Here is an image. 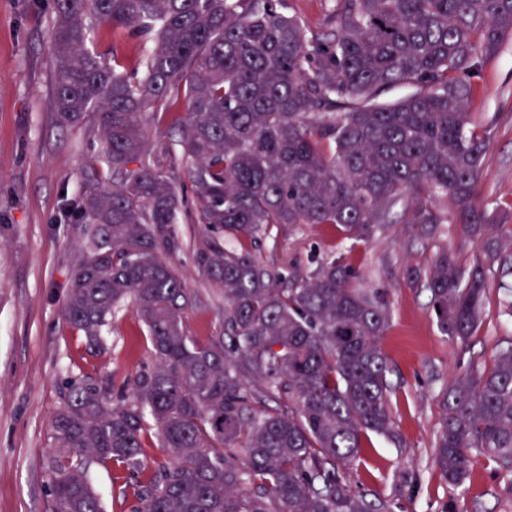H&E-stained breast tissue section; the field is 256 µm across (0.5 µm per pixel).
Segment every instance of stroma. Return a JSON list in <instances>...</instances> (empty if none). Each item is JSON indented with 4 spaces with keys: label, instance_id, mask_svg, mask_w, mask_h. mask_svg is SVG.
I'll return each mask as SVG.
<instances>
[{
    "label": "stroma",
    "instance_id": "stroma-1",
    "mask_svg": "<svg viewBox=\"0 0 512 512\" xmlns=\"http://www.w3.org/2000/svg\"><path fill=\"white\" fill-rule=\"evenodd\" d=\"M308 33L329 29L333 0H284ZM53 0H0V512H52L49 478L41 465L50 448L52 418L68 377L111 380L122 393L137 372L154 364L144 325L124 304L106 328L108 350L90 353L64 316L71 268L84 245L65 211L83 185L86 168L99 165V147L86 127H63L53 112V63L45 34ZM94 47L115 55L134 76L143 74L144 44L120 26L94 29ZM469 102L478 123L492 130L478 181V197L496 223L512 225V38L488 61ZM147 111L150 137L165 165L190 182L173 114ZM186 209L196 207L189 198ZM183 252L172 264L184 278L189 299L183 314L187 336L203 344L224 320V298L194 262L207 234L181 222ZM471 263L476 246L453 227L440 234L414 224H393L370 244L345 240L331 224L272 228L258 252L266 266L308 273L312 258L344 256L357 267L363 287L386 293L389 324L380 339L388 359L391 409L398 442L374 435L365 441L364 464L350 477L377 512H512V477L475 458L465 482L449 485L432 458L443 408L441 389L474 366H491L512 345V311L506 306L512 274L497 276L485 294L481 324L467 345L444 336L432 314L430 293L406 272L426 267L438 247ZM88 475L107 512H132L121 474L97 463Z\"/></svg>",
    "mask_w": 512,
    "mask_h": 512
}]
</instances>
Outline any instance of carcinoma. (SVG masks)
Returning a JSON list of instances; mask_svg holds the SVG:
<instances>
[{"label": "carcinoma", "mask_w": 512, "mask_h": 512, "mask_svg": "<svg viewBox=\"0 0 512 512\" xmlns=\"http://www.w3.org/2000/svg\"><path fill=\"white\" fill-rule=\"evenodd\" d=\"M283 0H54L47 31L53 109L98 141L111 189L84 174L71 223L86 251L64 315L104 349L112 311L132 302L156 364L116 404L112 381H66L43 458L54 512H103L88 463L134 479L151 429L167 462L137 484L135 512H373L348 474L364 438H395L383 292L343 257L290 279L256 258L269 228L333 224L368 244L393 222L457 226L477 246L462 266L442 248L424 282L441 333L465 345L512 229L476 198L490 129L473 122V79L512 37V0H334V27L307 36ZM132 29L152 48L137 79L90 47L93 27ZM399 87L412 91L391 102ZM184 101L182 155L212 233L194 260L224 296L205 345L182 325L188 288L174 168L145 111ZM407 203L398 217L394 206ZM277 397L283 404L266 408ZM433 462L463 484L472 457L512 473V346L442 392Z\"/></svg>", "instance_id": "cac0c4a2"}]
</instances>
